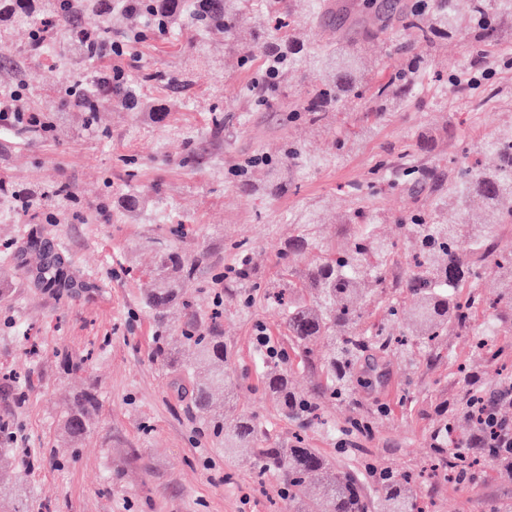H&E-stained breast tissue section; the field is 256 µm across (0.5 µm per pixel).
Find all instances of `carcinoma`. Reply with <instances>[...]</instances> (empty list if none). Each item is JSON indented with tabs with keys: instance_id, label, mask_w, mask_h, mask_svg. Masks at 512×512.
<instances>
[{
	"instance_id": "cac0c4a2",
	"label": "carcinoma",
	"mask_w": 512,
	"mask_h": 512,
	"mask_svg": "<svg viewBox=\"0 0 512 512\" xmlns=\"http://www.w3.org/2000/svg\"><path fill=\"white\" fill-rule=\"evenodd\" d=\"M246 0H195L192 11L177 19L171 13L163 27L154 32L168 34L179 24L224 31V54L235 55L247 66L259 55L277 56L284 65L272 78V85H259L257 99H275L280 86L288 82V68L302 64L323 73L314 82L297 111L307 114L308 123L325 130L338 121L337 114L365 107L368 112H388L404 105L416 92L431 50L441 40L462 31L472 38L482 55L497 42V16L512 14V0H466L464 16L448 6V0H407L401 5L384 0L373 6L357 25L365 35L377 38L395 27L413 47V55L381 80L362 67L360 42L344 35L348 26L338 16L347 6L330 0L322 7V24L336 26V44L322 52L308 51L305 28L291 20L284 0H266L261 22L247 27L241 22ZM94 0H0V43L6 42L14 22L29 27L30 42L41 39L39 22L60 21L77 9L94 13ZM477 151L494 157L490 168H475L465 162L457 168L448 185V200L440 207L418 211L403 219L404 238L416 248L409 264L403 290L412 295L414 306L404 312L400 302L388 297L384 270L398 251V243L375 232L376 218L361 210L349 214L347 224L358 225L348 245L336 252L322 250L313 264L288 278L266 284L276 288L275 302L287 307L284 330L290 349L275 356L261 355L265 395L282 416L304 427L324 425L320 409L327 401L348 397L357 381L373 387L379 378L378 355L392 351L413 361L414 350H432L444 338L464 332L471 336L472 355L479 361L497 359L501 349L493 343L499 326L512 323V246L490 240L492 225L476 218L473 204L502 221H512V127L498 131L477 146ZM429 179V172L415 167L400 170L399 180L416 190ZM452 210L457 222L450 224L444 211ZM316 216L309 213L284 244L281 258L293 268L298 257L316 249ZM29 247L40 256L38 280L48 288L65 285L64 274L42 242L32 239ZM209 260L205 252L184 255L173 249L162 251L148 274L143 300L153 311L157 327L154 356L174 376L173 388L189 403L209 435L224 446V456L259 476L279 477L282 493L295 504L297 512H368L370 503L358 474L333 464L316 448L300 442L279 448L268 447L261 425L235 413L231 404L233 388L224 374L230 352L224 337L204 327V320L192 311L177 326L170 324L174 309L190 308L187 290L197 280L201 265ZM494 276L500 291L482 310L483 321L474 325L478 292L482 280ZM378 300L386 304L385 319L367 324L364 307ZM321 341L324 349L313 344ZM188 347L192 357L184 360L180 349ZM319 374L314 392L295 389L288 352ZM508 381L479 392L487 414L501 426L512 423ZM99 407L95 392L84 390L73 398L62 419L65 444L73 448L84 435ZM487 424L465 409L445 413L440 409L429 428L432 470L445 480H474L486 462L512 473V448H483L474 437ZM378 497L387 512H427L418 478L385 466L374 474Z\"/></svg>"
}]
</instances>
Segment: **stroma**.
Segmentation results:
<instances>
[{
    "label": "stroma",
    "instance_id": "35a3bbf8",
    "mask_svg": "<svg viewBox=\"0 0 512 512\" xmlns=\"http://www.w3.org/2000/svg\"><path fill=\"white\" fill-rule=\"evenodd\" d=\"M27 37L26 29L12 32L0 83L24 84L30 106L40 110L86 70L57 49L30 57ZM200 42L222 59V70L192 67ZM124 63L150 111L108 103L89 125L80 113L62 112V131L49 139L0 131V175L41 194L26 211L0 197V243L18 247L0 252V280L12 290L10 301L0 304V420L17 425L19 461L5 481L11 493L0 498V512H294L277 477L260 480L232 466L191 408L172 395L170 375L153 356L156 327L136 275L153 268L157 242L210 255L188 297L204 313L213 297L222 296L219 332L231 353L233 401L239 413L268 428L269 447L300 433L308 447L364 474L371 464L420 469L435 409L458 406L467 390L456 370L471 359L468 336H450L439 355L417 356L412 366L400 353L388 355L375 388L356 384L348 400L323 403L326 428L302 432L265 396L256 359L257 331L287 346L282 308L261 288L241 305L212 277L236 264L242 242L263 279L277 280L282 240L302 209L316 207L320 241L340 249L348 243L344 217L364 206L388 218L379 230L398 241L399 251L385 279L390 292L408 303L401 287L411 246L402 240L399 220L447 193L473 144L512 125V70H497L494 96L471 110L446 84L449 74L478 63L470 38L459 34L438 43L416 94L400 109L381 116L347 111L335 129L320 135L304 119L288 117L314 73L289 70L273 108L256 105L246 95L256 70L225 58L223 34L185 27L150 36ZM183 68L190 71L183 85L164 81V74ZM365 125L372 128L369 135L350 149L334 150L335 139ZM288 143L306 148L286 172L288 190L276 196L246 192L243 179L259 182L267 175L260 158L283 152ZM405 163L436 171V180L417 192L395 179L370 187L374 169L394 173ZM61 185L71 198L57 195ZM357 185L362 194L354 193ZM129 196L151 203L134 220L122 208ZM173 224L187 225L190 235L173 239ZM36 236L58 240L78 289L57 294L34 283L21 248ZM69 361L78 372L67 371ZM87 388L99 396L97 417L77 448L63 450L61 418L73 395ZM364 416L371 423L367 433L353 427ZM434 510L512 512V476L485 464L474 483L440 485Z\"/></svg>",
    "mask_w": 512,
    "mask_h": 512
}]
</instances>
